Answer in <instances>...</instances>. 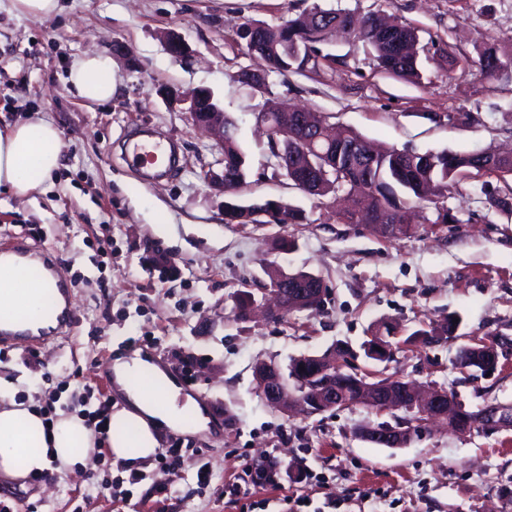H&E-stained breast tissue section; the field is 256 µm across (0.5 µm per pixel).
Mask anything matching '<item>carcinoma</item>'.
Here are the masks:
<instances>
[{"label": "carcinoma", "instance_id": "obj_1", "mask_svg": "<svg viewBox=\"0 0 512 512\" xmlns=\"http://www.w3.org/2000/svg\"><path fill=\"white\" fill-rule=\"evenodd\" d=\"M384 19L378 13H368L353 21L352 13L342 9H325L318 4L304 9L287 21L270 25L261 24L265 49L261 58L267 64V72L286 75L291 72L286 48L296 39L304 50L319 52L318 45L329 42L333 32H344L367 46L375 53L380 68L400 80L413 82L420 79L418 67V37L415 30L401 25L395 30L397 37L407 47V55L398 57L392 53L389 34L383 29ZM465 66L477 67L479 77L488 82L496 81L512 71V45L500 47L486 45L478 52V60H465ZM230 133L224 139V169L226 184L243 185L249 175L247 155L239 144L237 127L230 116L224 117ZM374 157L368 162L344 155H336V178L322 179L313 186L308 195L322 199L347 191L357 196L361 209L375 216L380 224H398L396 236L407 234L410 217L415 213L414 203L427 202L434 206V223L446 224L454 220L448 208L440 204L456 188L464 173L483 160L488 171L498 173L512 170V157L499 155L489 149L483 154L475 151L419 153L400 150L393 146H370ZM393 184L403 194L396 202L388 198L380 187ZM461 317L449 314L429 323L421 322L411 332L413 336H441L446 339L454 335ZM482 410L472 411L458 404L456 422L462 428L476 423Z\"/></svg>", "mask_w": 512, "mask_h": 512}]
</instances>
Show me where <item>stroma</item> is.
I'll list each match as a JSON object with an SVG mask.
<instances>
[{
	"mask_svg": "<svg viewBox=\"0 0 512 512\" xmlns=\"http://www.w3.org/2000/svg\"><path fill=\"white\" fill-rule=\"evenodd\" d=\"M324 8L384 13L415 29L422 79L410 83L378 68L370 49L348 36L323 45L316 67L270 75L269 93L234 80L260 68L239 37L244 24H278L303 0H61L60 11L33 20L0 10V128L32 114L54 123L64 165L52 180L18 198L0 189V246L17 240L48 255L64 274L71 328L39 346L16 340L0 362V387L39 407L48 392L60 409L80 413L85 387L113 409L123 396L106 386L116 358L140 351L176 382L189 384L208 423L196 434L162 432L161 447L198 448L172 472L168 490L143 482L98 492L112 453L99 446L74 472L44 478L0 477V503L11 512H512V429L460 434L421 431L405 447L362 441L361 428L391 421L362 405L314 415L274 411L259 392L258 364L287 365L344 343L352 348L385 323L412 328L460 314L463 336L512 335V178L462 179L446 204L448 224L413 223L390 239L338 221L328 199H315L275 175L254 114L265 101L322 113L366 139L424 153L512 147V79L481 80L449 71L452 55L477 57L487 44H512V0H318ZM179 33L191 61L171 56L164 32ZM123 46L127 55L116 54ZM111 54L116 91L90 104L68 83L85 52ZM209 89L238 125L250 175L243 198L274 197L302 209L301 224H228L224 195L205 180L221 171L217 142L185 106H169L161 88ZM151 125L181 149L165 180L146 181L129 166L123 142ZM162 253L177 260L165 274L146 265ZM322 275L320 307L283 320L242 319V281L266 282V265ZM457 341L397 352L386 376L434 385L476 410L512 405V352L494 374L457 369ZM194 353L184 381L179 353ZM276 455L288 468L280 484L231 500L228 483L246 463ZM206 463L210 478L198 485ZM313 479L298 481V467Z\"/></svg>",
	"mask_w": 512,
	"mask_h": 512,
	"instance_id": "obj_1",
	"label": "stroma"
}]
</instances>
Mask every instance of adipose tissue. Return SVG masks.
Wrapping results in <instances>:
<instances>
[{
  "mask_svg": "<svg viewBox=\"0 0 512 512\" xmlns=\"http://www.w3.org/2000/svg\"><path fill=\"white\" fill-rule=\"evenodd\" d=\"M69 83L87 102L111 100L116 89L112 58L104 52L83 55L69 70ZM63 142L50 121L30 116L0 132V187L24 197L63 164ZM52 281L27 276L22 263L6 260L0 267V315L12 314L38 323L39 310L50 297ZM140 358L116 359V382L128 404L111 417L107 444L118 460L153 455L162 429H178L191 403H179L174 382L163 372L154 381L143 377ZM94 449V431L84 418L59 414L52 424L13 397L0 394V474L19 479L32 471L58 465L70 471L86 463Z\"/></svg>",
  "mask_w": 512,
  "mask_h": 512,
  "instance_id": "obj_1",
  "label": "adipose tissue"
}]
</instances>
